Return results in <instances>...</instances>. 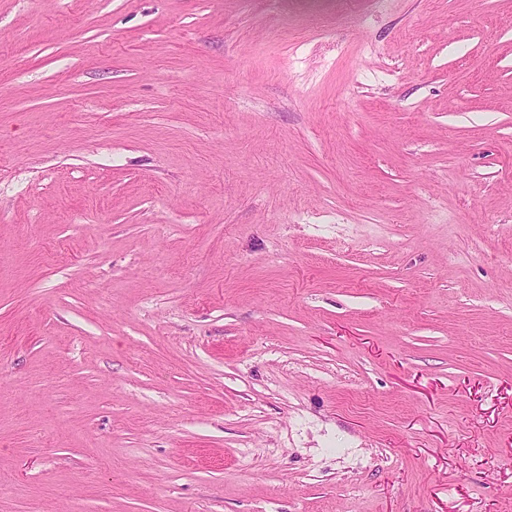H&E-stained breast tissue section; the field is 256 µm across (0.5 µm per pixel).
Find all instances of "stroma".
I'll use <instances>...</instances> for the list:
<instances>
[{"label": "stroma", "instance_id": "1", "mask_svg": "<svg viewBox=\"0 0 512 512\" xmlns=\"http://www.w3.org/2000/svg\"><path fill=\"white\" fill-rule=\"evenodd\" d=\"M0 512H512V0H0Z\"/></svg>", "mask_w": 512, "mask_h": 512}]
</instances>
